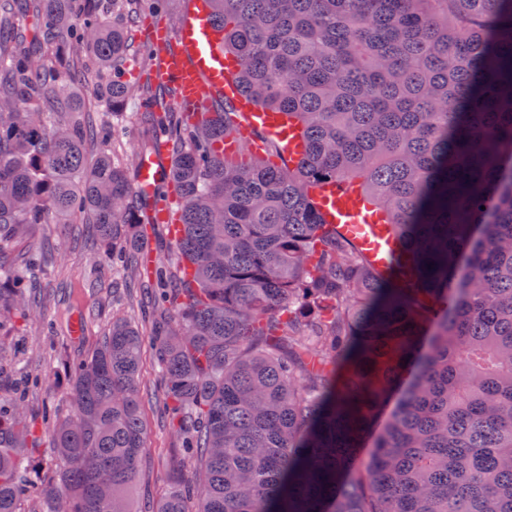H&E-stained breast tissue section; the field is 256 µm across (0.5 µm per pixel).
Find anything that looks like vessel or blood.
Segmentation results:
<instances>
[{
	"label": "vessel or blood",
	"mask_w": 512,
	"mask_h": 512,
	"mask_svg": "<svg viewBox=\"0 0 512 512\" xmlns=\"http://www.w3.org/2000/svg\"><path fill=\"white\" fill-rule=\"evenodd\" d=\"M153 32L156 54L151 57L150 65L155 79L160 83H174L185 107L198 106L214 93L235 96L247 129L260 130L267 138L277 141L284 156L296 155L295 135L282 114L258 109L239 95L234 82L237 65L224 54L211 18L210 0H187L176 32H169L158 20L153 23ZM173 39L181 43V51H168ZM161 176L156 159L150 155L142 157L137 168L139 193L151 197ZM319 201L329 220L342 226L375 267L385 268L395 262L400 254L398 242L358 194L342 196L328 191L320 194Z\"/></svg>",
	"instance_id": "obj_1"
}]
</instances>
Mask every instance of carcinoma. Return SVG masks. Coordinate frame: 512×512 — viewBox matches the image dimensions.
I'll use <instances>...</instances> for the list:
<instances>
[{"label":"carcinoma","instance_id":"cac0c4a2","mask_svg":"<svg viewBox=\"0 0 512 512\" xmlns=\"http://www.w3.org/2000/svg\"><path fill=\"white\" fill-rule=\"evenodd\" d=\"M211 2L235 82L302 129L300 160L273 163V141L218 155L242 133L229 101L177 117L116 80L145 0H0V253L74 214L106 249L139 248L123 164H85L112 130L61 102L90 60L115 62L96 95L142 100L167 137L183 233L151 272L149 344L194 470L149 512H512V0ZM326 183L384 215L393 267L326 223ZM30 302L23 272L0 278V316ZM143 344L116 319L64 368L46 484L24 400H0V512H133Z\"/></svg>","mask_w":512,"mask_h":512}]
</instances>
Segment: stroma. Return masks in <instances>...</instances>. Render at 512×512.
<instances>
[{
	"mask_svg": "<svg viewBox=\"0 0 512 512\" xmlns=\"http://www.w3.org/2000/svg\"><path fill=\"white\" fill-rule=\"evenodd\" d=\"M68 89L79 96L86 110L112 126L116 159L136 170L143 150H150L162 167L170 156L163 141L147 144L139 107L109 113L97 105L86 76H73ZM99 230L93 224H43L30 242L14 246L0 272L10 273L15 255L28 253L34 264L26 274L36 286V305L27 315L13 318L1 330L12 336V346L0 350V395L13 394L16 381L26 378L30 386L25 404L30 414L41 416L49 409L60 417L71 414L73 404L61 373L66 361L87 357L107 336L113 318L140 321L138 303L149 302L151 279L128 278L111 260H96ZM82 334H74V326ZM158 368L151 353H144L140 376L142 415L146 448L139 476L132 489L135 512L149 501L160 500L173 482L190 471L176 438L161 417L157 403L162 392L157 385Z\"/></svg>",
	"mask_w": 512,
	"mask_h": 512,
	"instance_id": "stroma-1",
	"label": "stroma"
}]
</instances>
